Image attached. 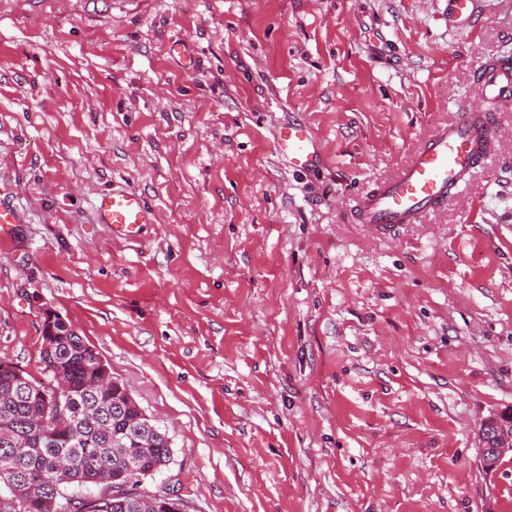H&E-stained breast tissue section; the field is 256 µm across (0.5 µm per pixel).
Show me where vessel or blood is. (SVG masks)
Listing matches in <instances>:
<instances>
[{
    "label": "vessel or blood",
    "mask_w": 512,
    "mask_h": 512,
    "mask_svg": "<svg viewBox=\"0 0 512 512\" xmlns=\"http://www.w3.org/2000/svg\"><path fill=\"white\" fill-rule=\"evenodd\" d=\"M450 20L466 26L478 0H449ZM478 92L484 99L512 103V55L500 56L482 70ZM493 132L473 110L459 106L454 121L438 129L415 153L411 162L391 180L362 197L357 219L366 227L386 232L401 224L416 223L422 213L447 203L471 177L490 148ZM280 153L305 170L316 163V144L306 125L282 127L276 135ZM98 223L108 225L113 236L133 239L143 227L158 221L156 211L137 191L115 189L101 194L95 203Z\"/></svg>",
    "instance_id": "obj_1"
}]
</instances>
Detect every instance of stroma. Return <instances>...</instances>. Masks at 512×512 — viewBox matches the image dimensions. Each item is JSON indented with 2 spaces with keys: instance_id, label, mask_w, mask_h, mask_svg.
Wrapping results in <instances>:
<instances>
[{
  "instance_id": "stroma-1",
  "label": "stroma",
  "mask_w": 512,
  "mask_h": 512,
  "mask_svg": "<svg viewBox=\"0 0 512 512\" xmlns=\"http://www.w3.org/2000/svg\"><path fill=\"white\" fill-rule=\"evenodd\" d=\"M512 53V0H0V361L69 321L171 443L186 512H512V109L470 180L355 218ZM302 121L320 161L291 168ZM158 221L113 238L94 202ZM451 5L450 21L457 26H466L477 9V0H449ZM277 148L287 156L298 170H305L316 163V144L311 131L304 124L282 127L276 134ZM95 213L98 223L108 225L112 236L124 239L138 237L146 224L158 221L157 212L130 188L101 194L95 203Z\"/></svg>"
}]
</instances>
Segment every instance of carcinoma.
Wrapping results in <instances>:
<instances>
[{
  "mask_svg": "<svg viewBox=\"0 0 512 512\" xmlns=\"http://www.w3.org/2000/svg\"><path fill=\"white\" fill-rule=\"evenodd\" d=\"M40 363L49 378L61 372L68 394L54 398L50 384L1 369L0 483L21 502V485L40 499L18 512H63L75 496L70 486H101L87 497L90 512H184L178 496L148 493L144 480L172 460L170 440L115 382L102 383L107 368L72 327L42 336Z\"/></svg>",
  "mask_w": 512,
  "mask_h": 512,
  "instance_id": "carcinoma-1",
  "label": "carcinoma"
}]
</instances>
